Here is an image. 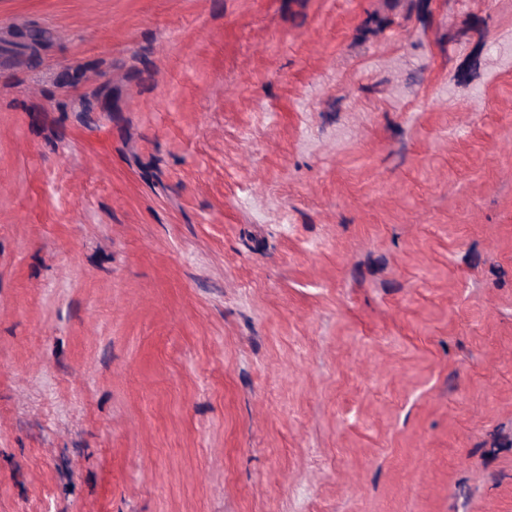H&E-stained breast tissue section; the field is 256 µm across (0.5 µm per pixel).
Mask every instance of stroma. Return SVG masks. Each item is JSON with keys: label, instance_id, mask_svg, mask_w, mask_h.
Returning <instances> with one entry per match:
<instances>
[{"label": "stroma", "instance_id": "obj_1", "mask_svg": "<svg viewBox=\"0 0 512 512\" xmlns=\"http://www.w3.org/2000/svg\"><path fill=\"white\" fill-rule=\"evenodd\" d=\"M507 37L0 0V512H512Z\"/></svg>", "mask_w": 512, "mask_h": 512}]
</instances>
